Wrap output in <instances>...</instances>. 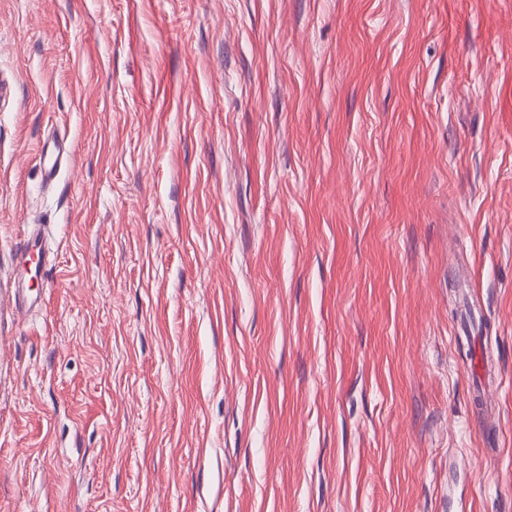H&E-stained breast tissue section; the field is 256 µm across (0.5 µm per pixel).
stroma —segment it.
Masks as SVG:
<instances>
[{
	"label": "stroma",
	"instance_id": "obj_1",
	"mask_svg": "<svg viewBox=\"0 0 512 512\" xmlns=\"http://www.w3.org/2000/svg\"><path fill=\"white\" fill-rule=\"evenodd\" d=\"M0 512H512V0H0Z\"/></svg>",
	"mask_w": 512,
	"mask_h": 512
}]
</instances>
